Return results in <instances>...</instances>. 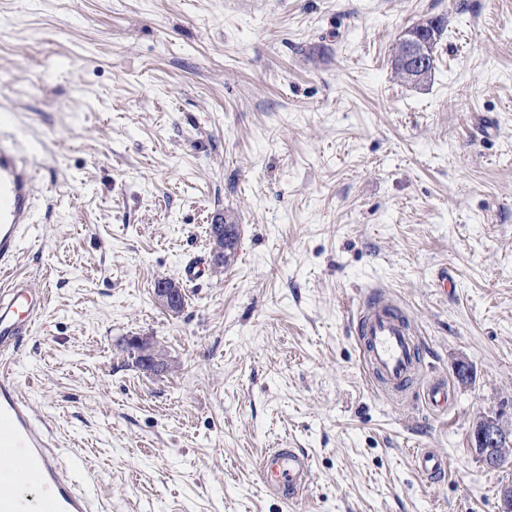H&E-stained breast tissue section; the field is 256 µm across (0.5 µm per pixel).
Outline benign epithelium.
<instances>
[{
  "mask_svg": "<svg viewBox=\"0 0 512 512\" xmlns=\"http://www.w3.org/2000/svg\"><path fill=\"white\" fill-rule=\"evenodd\" d=\"M439 22L426 18L405 29L394 43L395 57L401 65L405 80L417 85L427 78L435 67V47L438 42ZM156 305L167 315L176 317L184 308L183 286L171 278H162L154 288ZM129 354L142 370L160 375L172 369L166 347L154 340L132 337L126 343ZM475 452L489 470H498L512 464V428L505 427L500 419L480 416L474 427Z\"/></svg>",
  "mask_w": 512,
  "mask_h": 512,
  "instance_id": "obj_1",
  "label": "benign epithelium"
}]
</instances>
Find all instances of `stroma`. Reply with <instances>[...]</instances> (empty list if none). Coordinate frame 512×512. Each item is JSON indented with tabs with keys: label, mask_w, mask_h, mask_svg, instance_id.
Returning <instances> with one entry per match:
<instances>
[{
	"label": "stroma",
	"mask_w": 512,
	"mask_h": 512,
	"mask_svg": "<svg viewBox=\"0 0 512 512\" xmlns=\"http://www.w3.org/2000/svg\"><path fill=\"white\" fill-rule=\"evenodd\" d=\"M432 16V78L402 83L394 41ZM1 107L41 182L13 273L47 297L8 365L99 512H498L512 466L470 431L512 420V0H0ZM216 222L233 256L165 315ZM372 286L446 410L369 377ZM267 448L308 453L299 503L264 491ZM183 286L180 282L171 278H162L154 288V299L156 305L167 315L177 317L184 308L186 300L185 291L183 294ZM126 346L135 363L143 371L160 375L172 369L169 352L160 342L143 337H132L127 340ZM418 471L426 478L439 477L447 470L446 457L434 450H421L416 453Z\"/></svg>",
	"instance_id": "stroma-1"
}]
</instances>
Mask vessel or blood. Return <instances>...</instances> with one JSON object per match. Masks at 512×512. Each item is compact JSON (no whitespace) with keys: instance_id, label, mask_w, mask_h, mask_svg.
Here are the masks:
<instances>
[{"instance_id":"vessel-or-blood-1","label":"vessel or blood","mask_w":512,"mask_h":512,"mask_svg":"<svg viewBox=\"0 0 512 512\" xmlns=\"http://www.w3.org/2000/svg\"><path fill=\"white\" fill-rule=\"evenodd\" d=\"M8 113H0V269L15 261L21 237L31 222L38 179L22 146L2 132ZM42 294L25 282L11 280L0 288V349L15 350L29 321L44 309ZM355 334L369 369L391 393H405L417 377L419 347L406 317L393 310L382 295L368 292L355 319ZM0 447L9 462L0 466V512H96L95 501L76 483L62 479V462L54 448L52 428L21 392L11 370L0 371ZM419 472L428 478L447 470L446 457L434 450L416 454ZM311 462L298 448H273L261 459L264 489L295 503L309 483ZM37 486V499L26 491Z\"/></svg>"}]
</instances>
